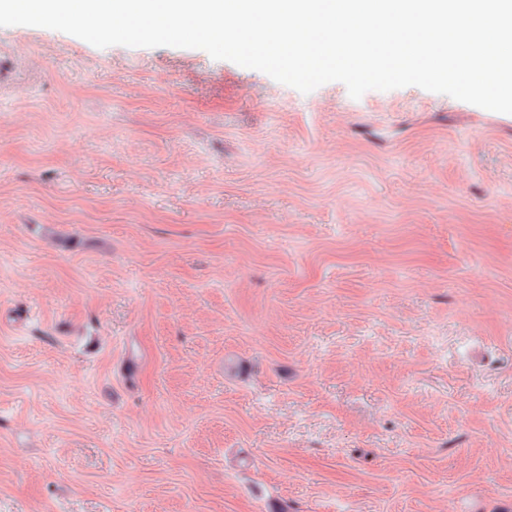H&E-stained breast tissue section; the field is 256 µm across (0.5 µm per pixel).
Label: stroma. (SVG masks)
I'll return each instance as SVG.
<instances>
[{
    "instance_id": "obj_1",
    "label": "stroma",
    "mask_w": 512,
    "mask_h": 512,
    "mask_svg": "<svg viewBox=\"0 0 512 512\" xmlns=\"http://www.w3.org/2000/svg\"><path fill=\"white\" fill-rule=\"evenodd\" d=\"M1 52L0 512H512V114Z\"/></svg>"
}]
</instances>
